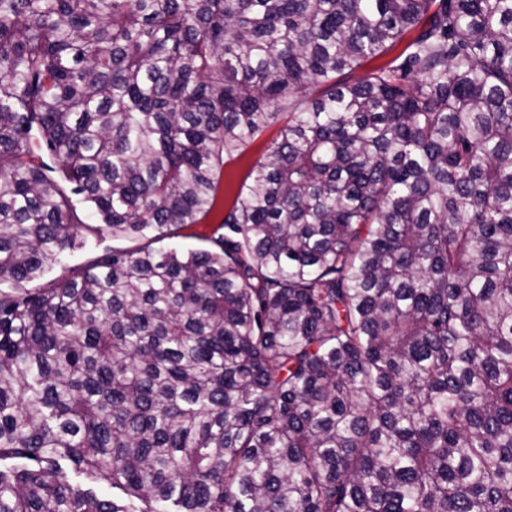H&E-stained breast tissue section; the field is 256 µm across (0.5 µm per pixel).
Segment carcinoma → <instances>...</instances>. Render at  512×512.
<instances>
[{"label": "carcinoma", "mask_w": 512, "mask_h": 512, "mask_svg": "<svg viewBox=\"0 0 512 512\" xmlns=\"http://www.w3.org/2000/svg\"><path fill=\"white\" fill-rule=\"evenodd\" d=\"M0 512H512V0H0ZM277 134L278 126L268 129L244 149L240 158L227 161L224 164L221 172L216 208L201 224L196 226L195 231L198 236H211L212 231L218 226L222 215L240 192L250 169L261 158L265 148L277 138ZM136 245V242H132L125 238H112L111 233H104L102 236H90V243L87 250L81 253L68 256L65 261V266L57 267L52 272L46 275V277L39 282L32 283L28 288H39L41 286H47L50 281L56 280L68 274V270L71 267L84 264L94 257L104 253L105 251H112L114 248L130 249Z\"/></svg>", "instance_id": "cac0c4a2"}]
</instances>
